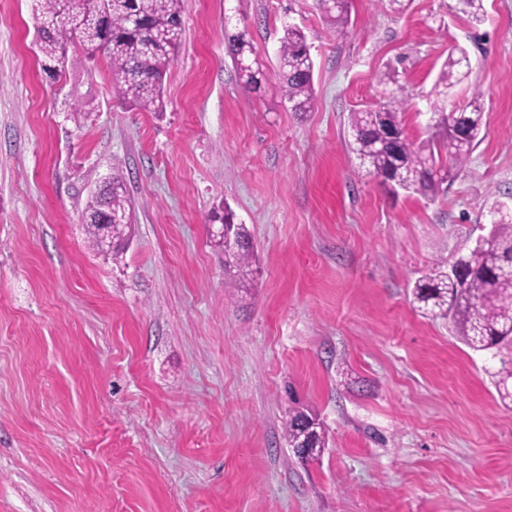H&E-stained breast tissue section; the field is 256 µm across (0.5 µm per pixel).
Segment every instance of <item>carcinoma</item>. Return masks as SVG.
<instances>
[{"label":"carcinoma","mask_w":512,"mask_h":512,"mask_svg":"<svg viewBox=\"0 0 512 512\" xmlns=\"http://www.w3.org/2000/svg\"><path fill=\"white\" fill-rule=\"evenodd\" d=\"M35 20L41 24L39 40L41 68L63 63L67 48L84 34L83 49L90 58H108L115 76L117 95L134 106L163 110V88L170 64L183 39V0H112L110 9L98 0H34ZM328 21L344 27L349 0H319ZM456 9L473 22L483 20V0H456ZM229 55L236 71L251 91L261 88V71L252 59L253 49L246 31L229 37ZM470 59L456 46L448 53L434 90L436 101L430 118L435 129L429 139L415 143L389 140L386 125L398 121L402 102L390 97L375 109L355 112L351 117L349 147L360 167L376 177L390 178L392 187L427 197L439 194L452 171L469 159L479 142L484 112L477 100L464 106H446L448 89L467 77ZM279 90L293 112H307L314 103V62L303 32L284 27L278 54ZM133 203L124 180L113 176L99 196L92 197L83 213L89 245L101 247L99 225L112 224V258L123 251L131 236ZM491 231L469 254L460 258L461 273L452 277L448 265L436 261L413 284V302L422 316L445 319L456 338L476 352L491 353L497 367L490 376L497 381L500 400L512 404V213L489 212ZM239 245L235 249L213 239L224 252V266L242 275L252 273L253 244L244 224L236 226ZM285 430L288 444L304 440L318 457L325 438L318 420L304 410L289 414Z\"/></svg>","instance_id":"carcinoma-1"}]
</instances>
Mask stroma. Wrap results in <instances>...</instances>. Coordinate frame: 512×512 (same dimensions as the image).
<instances>
[{
	"label": "stroma",
	"instance_id": "1",
	"mask_svg": "<svg viewBox=\"0 0 512 512\" xmlns=\"http://www.w3.org/2000/svg\"><path fill=\"white\" fill-rule=\"evenodd\" d=\"M184 0L165 107L134 108L107 59L41 69L32 0H0V512H512V408L485 356L411 288L512 209V0ZM314 60L315 102L278 90L285 25ZM247 31L265 74L227 53ZM471 69L480 142L435 199L368 176L351 113L395 96L426 139L451 47ZM121 175L133 232L119 260L81 222ZM230 208L254 245L245 287L207 225ZM326 448L298 460L289 411ZM320 7L328 19L335 27H344L348 21V0H319ZM229 55L236 71L245 79V86L251 91H259L262 85L261 71L255 59H252L253 49L246 31L236 32L229 37ZM254 65L256 67L254 68ZM285 430L288 438V445H292L299 440H305L316 448L311 460L318 457L325 448V438L318 420L308 415L303 409H296L289 413L286 421Z\"/></svg>",
	"mask_w": 512,
	"mask_h": 512
}]
</instances>
